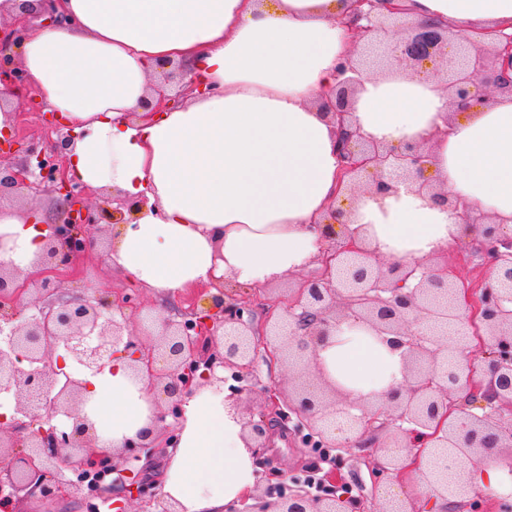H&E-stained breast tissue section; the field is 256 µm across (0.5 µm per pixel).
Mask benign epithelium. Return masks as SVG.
<instances>
[{"instance_id": "7a95c632", "label": "benign epithelium", "mask_w": 512, "mask_h": 512, "mask_svg": "<svg viewBox=\"0 0 512 512\" xmlns=\"http://www.w3.org/2000/svg\"><path fill=\"white\" fill-rule=\"evenodd\" d=\"M347 24L355 51L339 62L336 98L328 103L340 126L341 186L367 187L381 200L421 172L428 158L417 146H381L348 124L351 96L368 71L428 68L442 75L456 105L466 103L473 89L512 96V34L482 30L462 37L448 25L406 19L393 0H354ZM24 31L20 22L0 41V83L17 89L25 86L23 71L3 52ZM193 91L205 89L189 81L180 93L163 94L143 108L163 112ZM48 125L57 138L47 149L16 137L0 139V198L52 192L60 210L37 261L41 272L31 300H25L27 286L16 280L20 270L0 262V392L16 399L11 421L0 417V457L10 448L24 449L17 466L0 467V512H14L21 493L47 504L72 488L97 496L101 486L84 479L115 472L119 476L108 489L123 497L122 512L137 500L155 503L158 512H177L157 498V480L148 469L120 471L110 450L95 447L88 418L71 413L73 402H83V382L54 366L59 347L81 372H100L116 353H129L135 376L165 396L153 425L124 446L134 461L151 462L158 449L176 446L184 399L207 383L226 382L217 369L231 371L233 395L257 396L241 416L262 478L255 493L242 498L241 512H349L379 500L383 506L377 512H416L408 498L392 495L384 484L408 471L417 474L426 497L442 502L448 512V506L469 497L470 482L461 472L453 483H439L432 469L420 466L424 450L441 452L437 461H462L512 449V234L488 222L487 215L466 218L468 224L482 225L480 257L488 274L476 284L458 281L448 266L430 261L413 266L383 262L357 236L342 238L330 230L340 217L332 210L313 225L325 243L317 259L319 273L286 297L262 304L259 313L257 294L238 298L224 287L211 296L210 306L185 298L175 314L165 317L144 310L139 296L129 293H86L58 302L67 288L60 274L94 245L89 227L123 219L79 204L81 187L67 176L69 134L53 121ZM129 310L142 315L144 330L138 334L129 329ZM350 321L393 336L388 344L403 350L402 380L389 387L385 403L338 402L335 387L320 390L311 381L288 393L274 383L262 384L259 361L313 367L316 348L329 330ZM434 323L476 328L483 356L471 355L472 341L465 336L452 344L441 339L430 330ZM23 362L26 367H19ZM351 408L358 413H349ZM338 410L349 415L350 429L324 426ZM60 413L73 417L71 430L51 424ZM274 424L293 434L300 447L314 450H350L383 436L385 451L368 462L369 496L349 494L337 458L327 455L324 460L333 464L318 479L288 485V473L263 457ZM251 499L263 504L249 506Z\"/></svg>"}]
</instances>
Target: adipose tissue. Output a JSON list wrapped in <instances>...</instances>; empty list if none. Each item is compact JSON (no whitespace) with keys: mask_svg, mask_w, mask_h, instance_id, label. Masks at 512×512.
<instances>
[{"mask_svg":"<svg viewBox=\"0 0 512 512\" xmlns=\"http://www.w3.org/2000/svg\"><path fill=\"white\" fill-rule=\"evenodd\" d=\"M402 5L413 21L447 22L464 35L512 28V0ZM29 8L57 17L31 28L17 53L29 87L71 135L70 178L140 203L129 223L113 225L107 251L132 287L173 298L222 279H286L317 256L311 225L332 206L406 264L480 239L464 231L466 211L512 230V97L460 111L434 77L384 73L353 97L363 133L427 149L422 173L380 202L337 192L339 129L324 105L353 49L350 0H0V22ZM162 60L185 65L210 91L146 117L141 103ZM428 184L459 208L432 201ZM47 234L34 215L0 210V262L32 268ZM316 360L326 381L355 398L402 378L401 351L361 326L330 331ZM81 379L97 447H123L151 426L154 395L129 357ZM178 433L159 491L179 512H226L252 491L258 474L241 417L215 386L186 399Z\"/></svg>","mask_w":512,"mask_h":512,"instance_id":"adipose-tissue-1","label":"adipose tissue"}]
</instances>
